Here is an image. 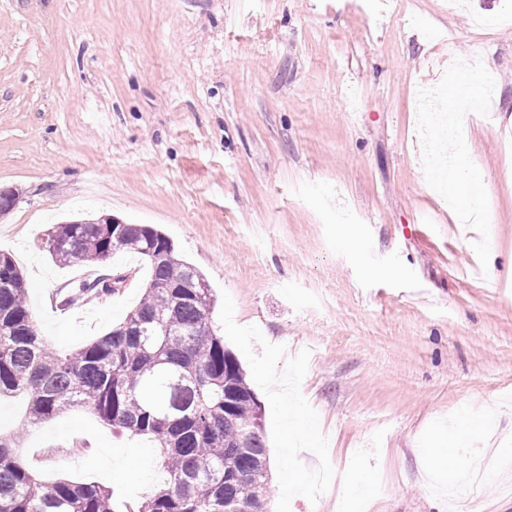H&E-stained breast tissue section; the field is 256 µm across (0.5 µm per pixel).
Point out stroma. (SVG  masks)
Masks as SVG:
<instances>
[{
    "label": "stroma",
    "instance_id": "obj_1",
    "mask_svg": "<svg viewBox=\"0 0 512 512\" xmlns=\"http://www.w3.org/2000/svg\"><path fill=\"white\" fill-rule=\"evenodd\" d=\"M512 0H0V250L47 344L69 352L140 301L118 252L53 262L52 225L112 215L160 229L213 290L210 322L263 411L271 512H512ZM477 81L464 164L490 205L456 222L417 93ZM458 141V142H461ZM458 142L443 140L455 152ZM106 274L119 292L60 293ZM291 381L293 454L266 378ZM0 431L39 478L100 482L132 512L161 478L150 438L74 407ZM451 449L479 485L440 484Z\"/></svg>",
    "mask_w": 512,
    "mask_h": 512
}]
</instances>
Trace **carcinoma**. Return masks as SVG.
I'll return each mask as SVG.
<instances>
[{
    "label": "carcinoma",
    "mask_w": 512,
    "mask_h": 512,
    "mask_svg": "<svg viewBox=\"0 0 512 512\" xmlns=\"http://www.w3.org/2000/svg\"><path fill=\"white\" fill-rule=\"evenodd\" d=\"M60 264L132 252L148 264L142 299L111 332L65 354L51 349L26 305L27 285L0 253V396L27 398L29 422L85 406L103 422L151 437L163 482L138 512H269L262 408L237 357L209 322L204 276L174 255L170 240L141 224L53 227ZM83 282L75 298L118 291ZM0 434V512H114L110 491L59 479L46 484Z\"/></svg>",
    "instance_id": "obj_1"
}]
</instances>
